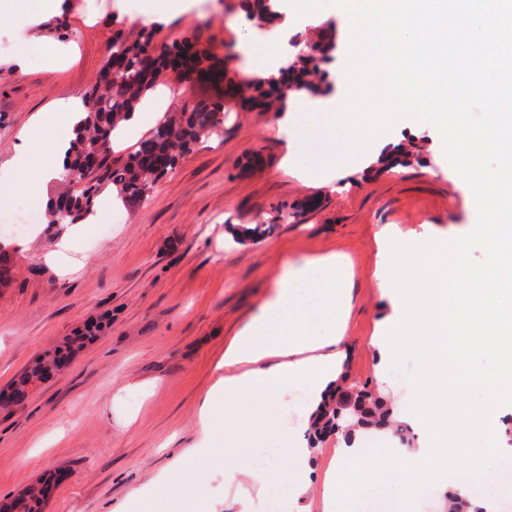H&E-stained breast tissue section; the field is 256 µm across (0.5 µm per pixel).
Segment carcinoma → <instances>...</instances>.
Returning <instances> with one entry per match:
<instances>
[{
    "instance_id": "obj_1",
    "label": "carcinoma",
    "mask_w": 512,
    "mask_h": 512,
    "mask_svg": "<svg viewBox=\"0 0 512 512\" xmlns=\"http://www.w3.org/2000/svg\"><path fill=\"white\" fill-rule=\"evenodd\" d=\"M242 8L266 25L276 27L281 24L278 0H243ZM154 37V28L145 25L134 35L121 29L112 34L110 55L85 96V117L74 132L66 171L82 170L91 151L98 155L100 162L82 188H69L56 196L55 203L48 209V226L60 231L79 223L93 213L97 195L107 188H117L135 207L144 205L150 199L155 184L176 167L179 159L195 143L217 133L224 124L226 101L224 95L218 93L164 117L151 132L143 151L113 155V131L171 63L183 62L185 72L182 78L187 81L194 75L216 86L224 81L222 59L202 46V35L197 33L190 39L170 47L164 46L151 54L148 49L153 46ZM317 66L314 58L296 54L288 68H277L267 79L261 82L243 80L233 86L237 103L249 111L267 112L273 108L283 112L288 107V97L279 93V88L286 83L305 90L311 96L323 94L322 83L312 79ZM14 267V256L0 252L1 286L12 280ZM63 361L64 357L57 354L40 358L36 367L13 385L16 401L20 403L26 399L28 385L37 373L57 370ZM348 403L350 417L347 420L339 417V403L336 401L318 410L312 423L313 430L308 434L311 443L323 441L338 428L349 435L354 427H392L390 411L365 390L351 391ZM394 432L401 440H406V429L398 426ZM54 482L58 479H47L28 488L4 504L0 512H43Z\"/></svg>"
}]
</instances>
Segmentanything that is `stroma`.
Wrapping results in <instances>:
<instances>
[{"label":"stroma","instance_id":"35a3bbf8","mask_svg":"<svg viewBox=\"0 0 512 512\" xmlns=\"http://www.w3.org/2000/svg\"><path fill=\"white\" fill-rule=\"evenodd\" d=\"M142 0H62L55 14L24 27L0 15V170L15 161L19 133L52 103L83 97L108 55L112 34L139 23ZM177 15L154 21L155 46L194 32L243 73L242 47L271 52L276 29L241 22L239 0H183ZM69 47L48 69L32 37ZM28 54L26 68L15 55ZM175 112L211 90L170 72L154 87ZM282 114L231 108L217 135L201 140L161 179L148 204L112 221L107 194L95 203L77 250L57 264L44 256L46 233L25 239L18 272L0 288V389L9 388L48 350L90 322L95 339L20 406L0 412V501L45 475H60L44 512H143L145 497L173 464L191 468L200 411L221 372L217 363L239 330L274 293L289 265L340 253L352 281L343 347L347 384L406 415L410 384L381 372L374 342L392 306L376 278L383 228L451 239L477 220L470 189L449 166L438 133L397 121L388 145L345 164L341 181L300 179L284 157L292 141ZM259 240L238 241L256 225ZM302 406L293 398L263 406L252 447L288 470L285 439ZM177 512H238L224 493V469L211 465L186 489Z\"/></svg>","mask_w":512,"mask_h":512}]
</instances>
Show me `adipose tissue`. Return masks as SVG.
<instances>
[{
    "label": "adipose tissue",
    "instance_id": "1",
    "mask_svg": "<svg viewBox=\"0 0 512 512\" xmlns=\"http://www.w3.org/2000/svg\"><path fill=\"white\" fill-rule=\"evenodd\" d=\"M82 117L75 103L53 106L35 116L23 131L20 160L0 183V199L22 184H29L41 203L61 180L70 134ZM54 125L64 134L42 146L34 133ZM350 280L343 257L331 254L289 267L262 312L235 336L224 353V376L204 401L197 457L208 461L213 450L211 421L219 415L247 418L258 403L275 402L292 387L307 392V417L299 433L289 435L287 454L288 503L296 505L310 485L309 461L314 453L302 433L308 416L327 400L339 381L344 352L341 348L351 312Z\"/></svg>",
    "mask_w": 512,
    "mask_h": 512
}]
</instances>
